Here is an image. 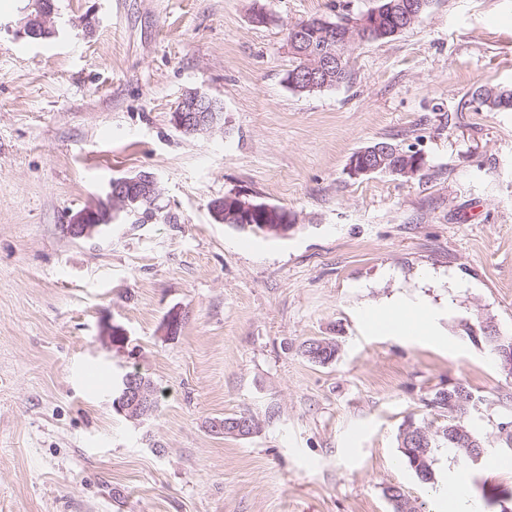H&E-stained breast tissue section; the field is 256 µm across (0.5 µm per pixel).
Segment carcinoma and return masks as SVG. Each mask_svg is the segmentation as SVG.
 Here are the masks:
<instances>
[{
  "instance_id": "obj_1",
  "label": "carcinoma",
  "mask_w": 512,
  "mask_h": 512,
  "mask_svg": "<svg viewBox=\"0 0 512 512\" xmlns=\"http://www.w3.org/2000/svg\"><path fill=\"white\" fill-rule=\"evenodd\" d=\"M432 0H380L379 5L352 20L336 23V27L345 29L351 23L364 18L370 22L368 42L384 41L402 32V17L408 12L425 13ZM471 105L474 111L496 112L512 111V88L479 85L471 93ZM338 345L333 338H312L302 345V355L309 360L327 364L336 358ZM471 391L462 384L435 391L427 401V406L437 411L442 422H415L409 420L401 425L398 434V447L407 466L417 478L429 483L433 480L434 453L438 448H448L458 455L468 456V449L483 447L473 432L468 416L467 400Z\"/></svg>"
}]
</instances>
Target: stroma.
Segmentation results:
<instances>
[{"instance_id":"stroma-1","label":"stroma","mask_w":512,"mask_h":512,"mask_svg":"<svg viewBox=\"0 0 512 512\" xmlns=\"http://www.w3.org/2000/svg\"><path fill=\"white\" fill-rule=\"evenodd\" d=\"M377 4L55 0L59 34L36 41L16 32L25 0H0V512H392V485L436 512L397 435L452 383L485 447L469 489L512 512V469L494 465L512 377L466 333L512 336V112L469 105L477 85L512 86V0H433L353 46L345 83L289 88L293 25ZM190 89L224 106L208 133L170 122ZM378 141L422 170L352 176ZM142 172L159 181L151 222L66 233ZM229 194L294 229L218 223ZM396 300L428 307L434 335L368 325ZM321 336L338 344L324 365L300 353ZM90 365L149 377L157 409L118 413ZM240 413L252 435L212 431Z\"/></svg>"}]
</instances>
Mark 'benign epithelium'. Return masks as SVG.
<instances>
[{
    "label": "benign epithelium",
    "mask_w": 512,
    "mask_h": 512,
    "mask_svg": "<svg viewBox=\"0 0 512 512\" xmlns=\"http://www.w3.org/2000/svg\"><path fill=\"white\" fill-rule=\"evenodd\" d=\"M54 6L50 0H39L22 11L18 33L56 35ZM302 27L291 29L288 47L306 59L303 69L292 78V86L301 90H317L335 83L336 71L343 65V57L328 49L314 47L302 37ZM219 108L207 94L190 89L180 101L179 110L171 113L172 125L189 135L203 134L218 123ZM423 162L419 154L413 156L402 153L386 145L363 149L350 159V171L355 176L375 172H388L401 177L414 175ZM159 192L158 182L149 173H139L133 177L112 180L107 193V201L88 207L71 215L65 225L66 233L75 239L91 240L100 235L106 224L112 221L114 213L124 211L129 216H139L140 203L154 199ZM211 212L220 223L232 224L237 228L248 229L259 226L267 230L275 224H284L282 209L263 202H253L233 196L224 201L219 199L211 204ZM183 319L182 312L173 309L163 319L160 332L165 336L174 335ZM116 403L131 419L147 414L151 396L140 378L125 373L116 381Z\"/></svg>",
    "instance_id": "benign-epithelium-1"
}]
</instances>
